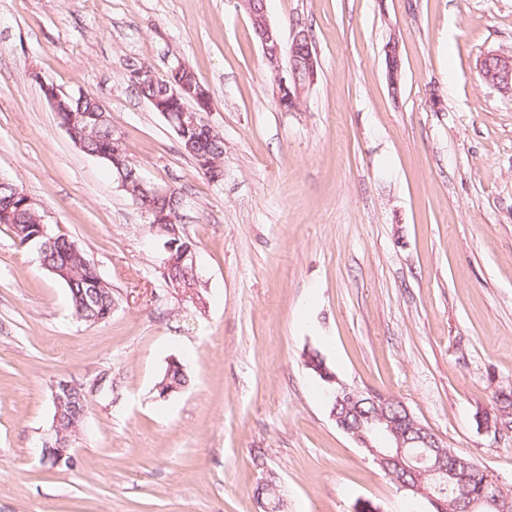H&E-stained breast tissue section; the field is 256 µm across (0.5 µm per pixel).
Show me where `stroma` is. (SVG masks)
<instances>
[{"instance_id":"1","label":"stroma","mask_w":512,"mask_h":512,"mask_svg":"<svg viewBox=\"0 0 512 512\" xmlns=\"http://www.w3.org/2000/svg\"><path fill=\"white\" fill-rule=\"evenodd\" d=\"M311 28L317 80L284 112L235 0H0V178L75 240L114 307L89 325L0 224V512H430L331 418L304 364L404 404L512 489V95L479 75L512 49V0H267ZM397 40L400 88L384 46ZM184 62L224 137L210 183L123 78ZM96 97L144 177L181 189L200 299L169 288L161 241L105 164L59 126L43 84ZM439 104H432L431 95ZM190 382L162 400L172 359ZM108 375L75 467L34 448L52 385ZM495 405L496 408L493 415L491 413H486L485 415L487 425L490 419L494 428H496L498 421H512V388L510 390H501L496 396Z\"/></svg>"}]
</instances>
